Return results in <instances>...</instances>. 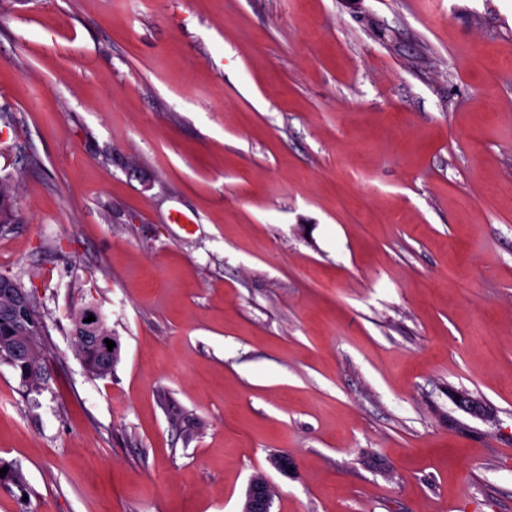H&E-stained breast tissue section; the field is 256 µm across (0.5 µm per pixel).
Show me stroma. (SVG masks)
<instances>
[{"mask_svg":"<svg viewBox=\"0 0 512 512\" xmlns=\"http://www.w3.org/2000/svg\"><path fill=\"white\" fill-rule=\"evenodd\" d=\"M0 108V512H512V0H0ZM0 288H6L4 291H8L10 294L11 292L9 290L11 288L16 289L15 292H12V295L14 293L12 300L4 307L5 313L14 315L17 318H24L26 314L30 312L32 307V315L39 324L38 331H33V336H26L22 332L27 330L24 324H20L18 328L8 318L3 317L2 315L0 317V343L3 344L1 345V353H5L8 356L18 360L22 368L18 363H12L3 356H0V358L5 359L15 370H17L21 378L23 369L26 374L27 381L30 382L34 378L32 373V361L33 358L37 356V348L35 345L36 342L34 336L37 334H40V336L43 335V321L35 309L33 303L31 305L28 295L24 291L18 289L14 282L6 277H2L0 278ZM15 336H18V338L14 343L4 345L5 343L13 342L15 340ZM23 381L24 379L22 382ZM89 315L95 316V321L84 322V319L88 318ZM77 317L78 319H80L83 325V336H81V339L85 345L91 346L96 351L98 358L100 360L101 374L98 372L99 362L94 351L83 350V348L81 347L79 340L75 335V331L77 330L78 327L77 324L74 322L73 336L75 339V344L77 345L79 352L83 356L87 368L93 374L96 375L106 374L112 369L115 357L119 354V346L115 337L112 336V334H108L99 330L98 322L101 318V313L94 305H88L81 309L78 312ZM105 339L114 341L115 346L112 348V351H108ZM273 492V486L264 473L254 474L249 482L242 512H271Z\"/></svg>","mask_w":512,"mask_h":512,"instance_id":"stroma-1","label":"stroma"}]
</instances>
